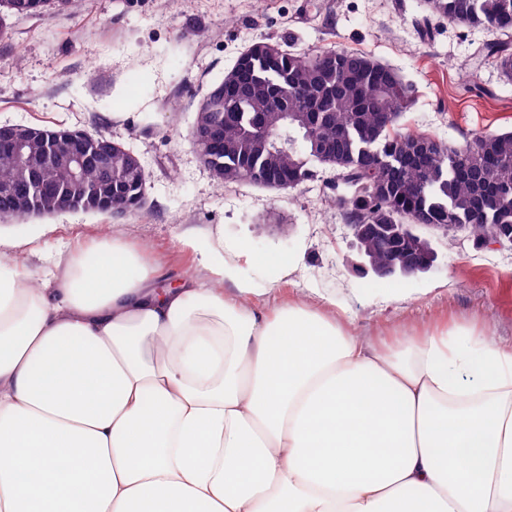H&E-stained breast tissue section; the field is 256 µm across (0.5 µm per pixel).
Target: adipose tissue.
Masks as SVG:
<instances>
[{
  "mask_svg": "<svg viewBox=\"0 0 512 512\" xmlns=\"http://www.w3.org/2000/svg\"><path fill=\"white\" fill-rule=\"evenodd\" d=\"M160 287L123 240L34 288L0 260V512H512V348H383L189 227Z\"/></svg>",
  "mask_w": 512,
  "mask_h": 512,
  "instance_id": "1",
  "label": "adipose tissue"
}]
</instances>
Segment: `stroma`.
Returning a JSON list of instances; mask_svg holds the SVG:
<instances>
[{"mask_svg":"<svg viewBox=\"0 0 512 512\" xmlns=\"http://www.w3.org/2000/svg\"><path fill=\"white\" fill-rule=\"evenodd\" d=\"M501 40L496 30L431 14L426 0H66L37 16L6 15L0 125L115 139L140 157L148 181L144 207L120 217L79 210L2 219L0 253L38 284L107 225L177 282L197 264L177 242L193 225L225 246H251L270 289L267 308L327 296L346 305L368 343L393 344L445 319L511 347L512 249L437 238L431 270L376 275L334 203L333 172L317 168L288 190L222 185L189 139L199 102L255 42L306 55L362 53L395 69L415 89L401 130L453 146L512 131V81L487 53ZM282 262L294 266L285 280L276 275Z\"/></svg>","mask_w":512,"mask_h":512,"instance_id":"35a3bbf8","label":"stroma"}]
</instances>
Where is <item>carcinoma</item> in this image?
Segmentation results:
<instances>
[{"label": "carcinoma", "mask_w": 512, "mask_h": 512, "mask_svg": "<svg viewBox=\"0 0 512 512\" xmlns=\"http://www.w3.org/2000/svg\"><path fill=\"white\" fill-rule=\"evenodd\" d=\"M431 13L462 25L499 31L508 41L488 49L503 76L512 80V0H427ZM208 95L215 104H200L194 128L203 130L212 113H224L222 149L207 163L222 168L221 183L271 179L296 187L314 176L312 145L275 147L261 140L260 125H272L274 110L307 113L319 145L347 188L344 206L353 224H374L360 242L361 253L377 272L416 255L427 262L429 244L405 242L403 224H466L476 243L497 234L512 236V132L480 133L458 148L418 150L417 135L396 128L414 100V89L394 69L363 54L323 52L312 57L287 52L266 42L253 44L247 61L230 82L216 83ZM64 138L47 144L32 139L27 151L35 166L50 155L64 154ZM129 148L112 156V183L91 164L79 178L90 189L79 202L100 210V203L119 198L128 209L140 206L143 185L126 173ZM0 181L20 186L31 182V169L15 154L0 149ZM69 179L57 177L56 197L35 188L16 199L0 197V206L15 207L26 219L73 196Z\"/></svg>", "instance_id": "cac0c4a2"}]
</instances>
